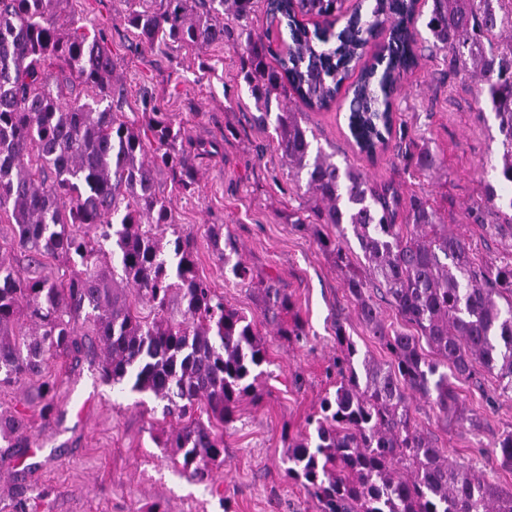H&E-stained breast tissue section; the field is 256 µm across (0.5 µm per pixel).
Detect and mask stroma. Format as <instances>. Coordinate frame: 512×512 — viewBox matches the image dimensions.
<instances>
[{"label": "stroma", "mask_w": 512, "mask_h": 512, "mask_svg": "<svg viewBox=\"0 0 512 512\" xmlns=\"http://www.w3.org/2000/svg\"><path fill=\"white\" fill-rule=\"evenodd\" d=\"M122 0H63L62 15L102 32L123 77L126 117H141L144 94L157 96L192 140L211 144L193 154L199 187L178 197L176 219L194 237L200 275L230 307L254 319L266 344L259 402H242L224 428V463L200 482L183 471L162 441L169 423L160 401L120 391L92 374L88 361L52 362L60 374L55 410L40 414L36 381L0 386V410L21 411L33 426L31 448L16 455L0 447V512H11L10 491L24 477L39 494L38 512H317L283 460L288 440L307 432V420L330 387L327 373L336 355V329L344 327L360 355L386 361L387 354L359 319L347 297L343 275L318 243L314 225H299L296 212L309 197L288 179L272 128L255 121L256 110L240 75L232 40L203 55L173 42L148 50L134 29L117 17ZM481 84L448 72V56L431 42L421 44L418 63L396 98V124L386 151L358 153L346 125V104L302 112L304 126L338 164L357 168L371 184L392 185L402 198L427 196L450 231L466 235L476 263L512 253V223L494 210L474 215L499 159L497 122L485 111ZM422 145L439 159L437 169L419 172L409 155ZM223 225L243 261L258 278L275 277L304 326L302 340L277 336L263 319L256 287L224 279L210 230ZM497 225L486 233L485 225ZM468 418L444 423L436 407L413 402L417 427L433 437L449 459L482 470L488 481L512 491V470L499 466L492 442L512 432V401L497 398L493 376L478 372L460 380Z\"/></svg>", "instance_id": "1"}]
</instances>
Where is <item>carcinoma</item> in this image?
<instances>
[{"mask_svg": "<svg viewBox=\"0 0 512 512\" xmlns=\"http://www.w3.org/2000/svg\"><path fill=\"white\" fill-rule=\"evenodd\" d=\"M63 0H0V223L14 225L29 264L64 259L55 277H31L0 256V385L40 377L43 416L55 409L56 378L47 360L88 357L78 324L100 347L98 373L127 383L133 393L166 402L176 420L164 443L198 480L224 462V437L214 425L235 419L246 399L256 402L266 348L255 323L224 303L197 270L191 233L176 224L174 199L161 189L192 193L197 171L185 133L150 102L136 123L124 119V89L103 40L75 21L59 22ZM346 0H266L269 27H250L257 0H154L129 7L122 21L144 47L159 41L197 52L224 43V20L242 23V79L259 115L273 124L276 150L288 172L305 179L314 206L297 224H324L320 245L344 271V288L361 321L390 355L361 359L336 326L333 368L339 381L308 419L314 429L289 439L286 473L300 482L318 512H512V493L469 464L451 462L414 422L411 399L433 404L446 422L465 420L455 382L476 367L494 376L498 396L512 400V257L475 263L469 243L441 224L429 201H403L391 186H374L355 168L313 145L295 97L311 110L330 107L365 46L388 34L385 60L361 68L352 86L348 128L368 156L393 131L392 96L418 62L414 17L418 0H373L346 15ZM303 17L319 18L309 30ZM433 45L457 73L482 84L497 121L501 164L494 178L512 186V0H432L426 24ZM93 92L73 94L77 86ZM421 171L437 167L422 146ZM403 222L397 223L398 216ZM351 228L364 259L354 268L345 239ZM224 278L258 285L272 300L265 320L279 336H300L298 321L272 277L254 282L252 270L223 225L211 231ZM375 287L397 314L425 338L386 326L366 295ZM154 312L152 321L139 306ZM28 421L0 413V441L28 448ZM512 469V432L492 444ZM12 512H36L29 488L12 492Z\"/></svg>", "mask_w": 512, "mask_h": 512, "instance_id": "carcinoma-1", "label": "carcinoma"}]
</instances>
